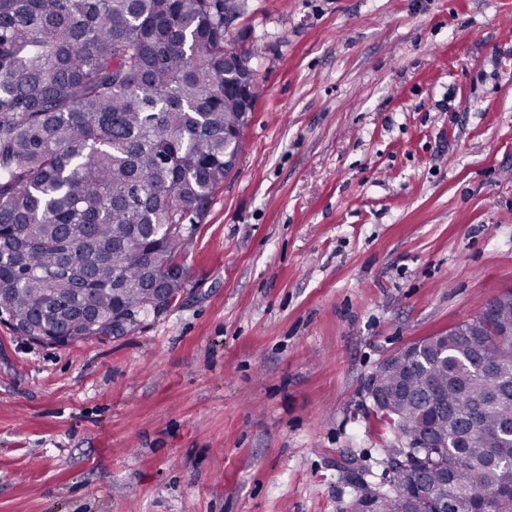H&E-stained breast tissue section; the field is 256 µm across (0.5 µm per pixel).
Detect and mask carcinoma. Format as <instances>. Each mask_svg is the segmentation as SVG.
<instances>
[{
	"mask_svg": "<svg viewBox=\"0 0 512 512\" xmlns=\"http://www.w3.org/2000/svg\"><path fill=\"white\" fill-rule=\"evenodd\" d=\"M224 0H0V313L65 343L112 336V315L152 312L145 284L224 183L240 124L224 86ZM484 335L395 360L374 406L397 432L443 444L352 479L346 512H512V295L482 310Z\"/></svg>",
	"mask_w": 512,
	"mask_h": 512,
	"instance_id": "carcinoma-1",
	"label": "carcinoma"
}]
</instances>
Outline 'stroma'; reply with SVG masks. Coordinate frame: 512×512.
<instances>
[{"mask_svg": "<svg viewBox=\"0 0 512 512\" xmlns=\"http://www.w3.org/2000/svg\"><path fill=\"white\" fill-rule=\"evenodd\" d=\"M263 94L122 336L0 317V512H344L368 381L512 290V0H231Z\"/></svg>", "mask_w": 512, "mask_h": 512, "instance_id": "obj_1", "label": "stroma"}]
</instances>
